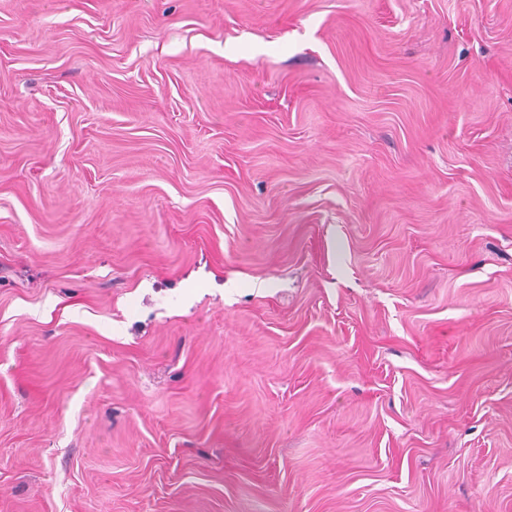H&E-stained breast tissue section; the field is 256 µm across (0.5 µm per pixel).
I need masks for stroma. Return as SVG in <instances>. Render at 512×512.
I'll list each match as a JSON object with an SVG mask.
<instances>
[{
    "instance_id": "35a3bbf8",
    "label": "stroma",
    "mask_w": 512,
    "mask_h": 512,
    "mask_svg": "<svg viewBox=\"0 0 512 512\" xmlns=\"http://www.w3.org/2000/svg\"><path fill=\"white\" fill-rule=\"evenodd\" d=\"M0 512H512V0H0Z\"/></svg>"
}]
</instances>
